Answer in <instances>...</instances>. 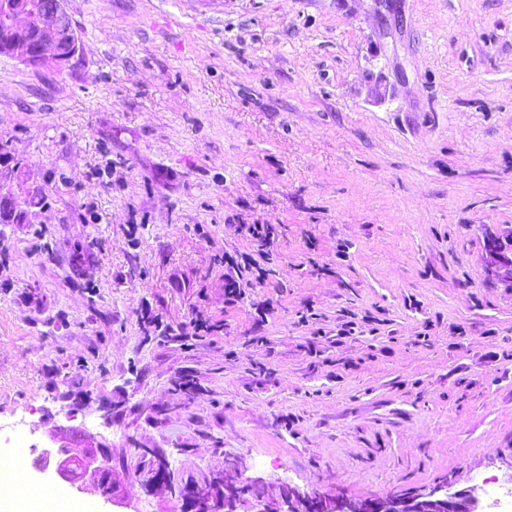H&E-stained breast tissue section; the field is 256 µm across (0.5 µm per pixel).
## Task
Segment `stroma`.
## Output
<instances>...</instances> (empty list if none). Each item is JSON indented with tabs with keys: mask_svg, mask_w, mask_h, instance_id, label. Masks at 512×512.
<instances>
[{
	"mask_svg": "<svg viewBox=\"0 0 512 512\" xmlns=\"http://www.w3.org/2000/svg\"><path fill=\"white\" fill-rule=\"evenodd\" d=\"M66 6L73 67L0 56L8 188L46 195L0 224V418L106 444L115 502L27 480L72 512H197L233 461L270 512L511 482L512 0ZM228 254L264 271L235 299ZM486 259L492 273L512 288V230L506 235H490L485 244Z\"/></svg>",
	"mask_w": 512,
	"mask_h": 512,
	"instance_id": "35a3bbf8",
	"label": "stroma"
}]
</instances>
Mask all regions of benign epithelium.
<instances>
[{"instance_id":"benign-epithelium-1","label":"benign epithelium","mask_w":512,"mask_h":512,"mask_svg":"<svg viewBox=\"0 0 512 512\" xmlns=\"http://www.w3.org/2000/svg\"><path fill=\"white\" fill-rule=\"evenodd\" d=\"M2 55L33 68L71 67L82 55V40L66 0H52L49 4L37 0L29 4L22 0H0ZM485 251L492 273L512 286V231L488 236ZM109 465V449L103 445L69 448L58 458L56 475L74 491L94 490L110 502ZM239 476L238 464H229L224 472V512H238ZM479 490L474 485L466 491L450 493L445 483L411 496L389 494L364 500L290 490L282 495L277 512H481Z\"/></svg>"}]
</instances>
